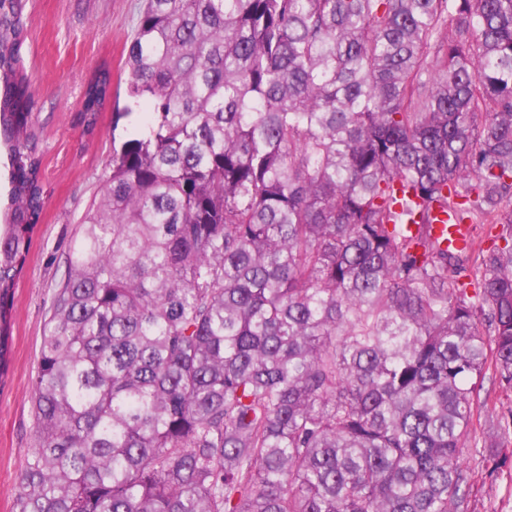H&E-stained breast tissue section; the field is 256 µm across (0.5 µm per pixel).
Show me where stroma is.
I'll return each mask as SVG.
<instances>
[{
    "mask_svg": "<svg viewBox=\"0 0 512 512\" xmlns=\"http://www.w3.org/2000/svg\"><path fill=\"white\" fill-rule=\"evenodd\" d=\"M144 0H28L24 59L38 106L45 204L15 288L10 365L0 383V512H15L14 486L33 445L32 377L55 288L67 274V252L109 170L112 141L140 121L116 119L125 97L112 96L87 127L83 91L100 71L124 84L125 60ZM482 449L464 458L475 472L473 512H512V468L487 476Z\"/></svg>",
    "mask_w": 512,
    "mask_h": 512,
    "instance_id": "35a3bbf8",
    "label": "stroma"
}]
</instances>
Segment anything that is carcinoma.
<instances>
[{"label":"carcinoma","mask_w":512,"mask_h":512,"mask_svg":"<svg viewBox=\"0 0 512 512\" xmlns=\"http://www.w3.org/2000/svg\"><path fill=\"white\" fill-rule=\"evenodd\" d=\"M0 0V382L44 206ZM16 512H472L512 408V0H146ZM110 96L83 92L87 126ZM485 248L441 247L433 212Z\"/></svg>","instance_id":"1"}]
</instances>
